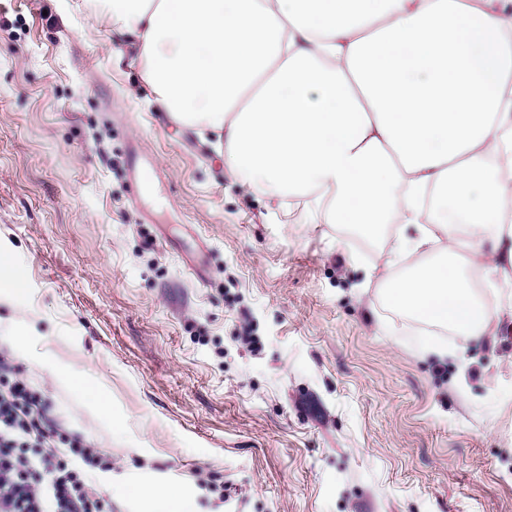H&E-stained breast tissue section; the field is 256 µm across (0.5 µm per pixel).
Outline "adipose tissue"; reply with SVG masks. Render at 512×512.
Returning <instances> with one entry per match:
<instances>
[{
    "mask_svg": "<svg viewBox=\"0 0 512 512\" xmlns=\"http://www.w3.org/2000/svg\"><path fill=\"white\" fill-rule=\"evenodd\" d=\"M137 38L158 111L224 139V168L269 210L312 197L330 223L413 235L384 263L390 305L468 342L494 335L456 260L512 304V0H97ZM491 253H484V245Z\"/></svg>",
    "mask_w": 512,
    "mask_h": 512,
    "instance_id": "adipose-tissue-1",
    "label": "adipose tissue"
}]
</instances>
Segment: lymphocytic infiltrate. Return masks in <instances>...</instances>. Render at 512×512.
Returning a JSON list of instances; mask_svg holds the SVG:
<instances>
[{"mask_svg":"<svg viewBox=\"0 0 512 512\" xmlns=\"http://www.w3.org/2000/svg\"><path fill=\"white\" fill-rule=\"evenodd\" d=\"M111 467L102 449L66 433L44 393L0 356V512H112L87 480Z\"/></svg>","mask_w":512,"mask_h":512,"instance_id":"lymphocytic-infiltrate-1","label":"lymphocytic infiltrate"}]
</instances>
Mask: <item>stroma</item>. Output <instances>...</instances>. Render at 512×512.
Listing matches in <instances>:
<instances>
[{
  "label": "stroma",
  "instance_id": "obj_1",
  "mask_svg": "<svg viewBox=\"0 0 512 512\" xmlns=\"http://www.w3.org/2000/svg\"><path fill=\"white\" fill-rule=\"evenodd\" d=\"M95 5L0 0V253L26 287L0 297V354L111 458L112 512H145L144 483L194 512H512V327L449 340L392 307L397 227L269 211L157 111Z\"/></svg>",
  "mask_w": 512,
  "mask_h": 512
}]
</instances>
